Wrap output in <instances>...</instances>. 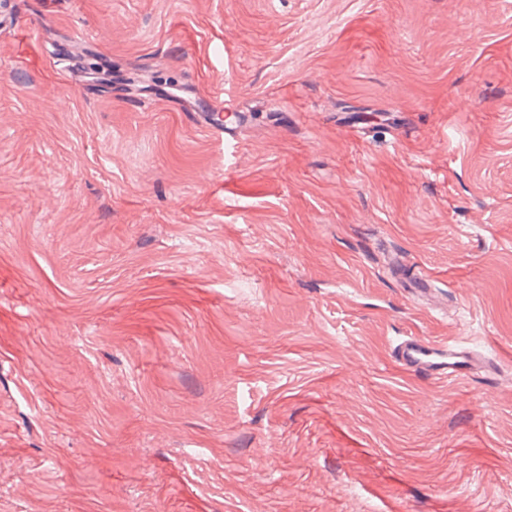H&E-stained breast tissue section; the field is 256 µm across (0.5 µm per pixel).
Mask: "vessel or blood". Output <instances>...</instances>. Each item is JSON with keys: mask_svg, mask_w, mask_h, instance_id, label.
<instances>
[{"mask_svg": "<svg viewBox=\"0 0 512 512\" xmlns=\"http://www.w3.org/2000/svg\"><path fill=\"white\" fill-rule=\"evenodd\" d=\"M393 356L403 367L444 383L488 365L481 352L460 339L436 341L404 336L395 343Z\"/></svg>", "mask_w": 512, "mask_h": 512, "instance_id": "1", "label": "vessel or blood"}]
</instances>
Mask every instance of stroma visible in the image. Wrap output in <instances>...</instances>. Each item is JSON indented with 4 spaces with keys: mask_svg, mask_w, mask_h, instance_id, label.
<instances>
[{
    "mask_svg": "<svg viewBox=\"0 0 512 512\" xmlns=\"http://www.w3.org/2000/svg\"><path fill=\"white\" fill-rule=\"evenodd\" d=\"M0 11V512H512V0ZM393 356L403 367L447 383L464 378L468 372L489 368L485 356L460 339L444 341L403 336L393 347Z\"/></svg>",
    "mask_w": 512,
    "mask_h": 512,
    "instance_id": "stroma-1",
    "label": "stroma"
}]
</instances>
